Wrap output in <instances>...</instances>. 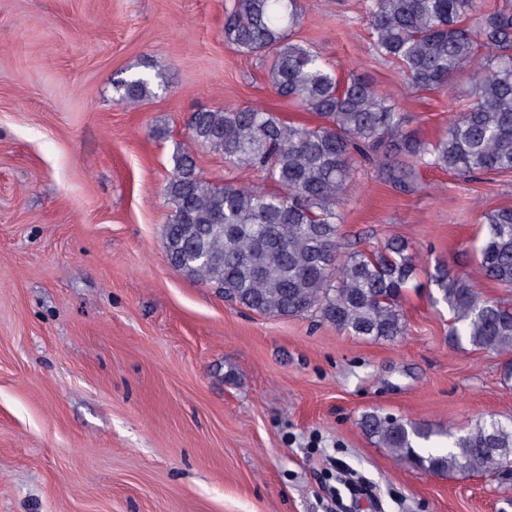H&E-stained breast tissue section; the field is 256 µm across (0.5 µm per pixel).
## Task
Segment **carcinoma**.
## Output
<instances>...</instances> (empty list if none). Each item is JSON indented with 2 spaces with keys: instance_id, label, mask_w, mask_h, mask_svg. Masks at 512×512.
<instances>
[{
  "instance_id": "carcinoma-1",
  "label": "carcinoma",
  "mask_w": 512,
  "mask_h": 512,
  "mask_svg": "<svg viewBox=\"0 0 512 512\" xmlns=\"http://www.w3.org/2000/svg\"><path fill=\"white\" fill-rule=\"evenodd\" d=\"M371 51L397 66L412 94L440 92L465 70L472 90L433 140L407 128L408 117L386 92L360 78L341 80L311 41L293 39L301 0H229L224 42L268 63L273 90L317 123L287 121L254 106L202 108L187 135L231 170L248 169L274 185H215L180 149L165 180L169 209L163 245L171 265L260 314L314 312L354 336L393 341L403 335L400 300L417 264L406 243L340 256V205L356 177V158L385 171L410 192L418 167L462 175L512 172V0L495 11L482 0H366ZM166 75L114 83L119 100L137 106L165 88ZM401 158L390 166L387 158ZM480 247L485 276L512 288V207L486 214ZM431 282L452 314L448 336L476 349L512 354V304L487 298L445 266ZM360 425L395 460L451 474L512 470V426L479 422L450 431L448 451L425 447L429 426L367 412Z\"/></svg>"
}]
</instances>
